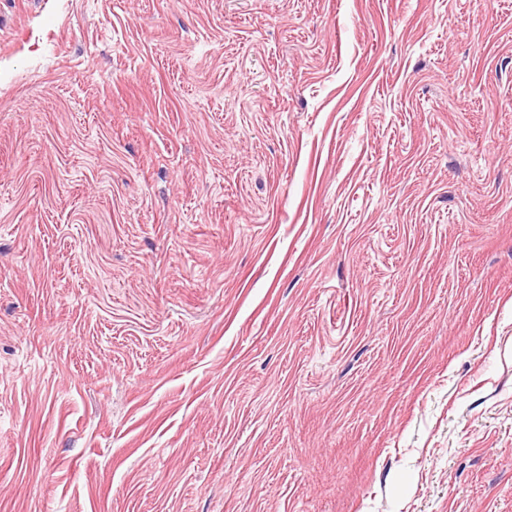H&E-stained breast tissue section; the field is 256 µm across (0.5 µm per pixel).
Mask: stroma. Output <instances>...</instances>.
I'll list each match as a JSON object with an SVG mask.
<instances>
[{
  "instance_id": "1",
  "label": "stroma",
  "mask_w": 512,
  "mask_h": 512,
  "mask_svg": "<svg viewBox=\"0 0 512 512\" xmlns=\"http://www.w3.org/2000/svg\"><path fill=\"white\" fill-rule=\"evenodd\" d=\"M0 512H512V0H0Z\"/></svg>"
}]
</instances>
